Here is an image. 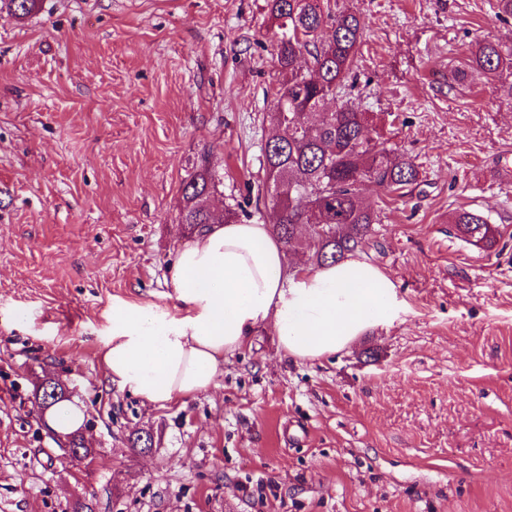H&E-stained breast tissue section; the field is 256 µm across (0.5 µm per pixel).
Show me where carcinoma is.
I'll list each match as a JSON object with an SVG mask.
<instances>
[{"label": "carcinoma", "mask_w": 512, "mask_h": 512, "mask_svg": "<svg viewBox=\"0 0 512 512\" xmlns=\"http://www.w3.org/2000/svg\"><path fill=\"white\" fill-rule=\"evenodd\" d=\"M41 0H0V12L18 19L35 13ZM277 27L273 56L281 78L266 118L272 136L263 149L265 178L260 185L276 212L273 232L285 252L306 250L308 262H336L369 244L378 216L360 195V185L372 181L386 195H402L417 183L419 169L405 154L388 149L368 135L365 115L347 101L354 87L362 38L360 19L334 12L325 0H268ZM308 56L306 68L296 66ZM497 81L500 95L512 101V47L483 42L470 53L466 71ZM336 110L324 111L327 99ZM219 179L210 156L198 159L194 173L183 182L179 223L194 234L213 222L211 197ZM453 224L466 239L492 243L487 218L468 210L457 212Z\"/></svg>", "instance_id": "cac0c4a2"}]
</instances>
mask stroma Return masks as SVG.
Returning a JSON list of instances; mask_svg holds the SVG:
<instances>
[{"label": "stroma", "mask_w": 512, "mask_h": 512, "mask_svg": "<svg viewBox=\"0 0 512 512\" xmlns=\"http://www.w3.org/2000/svg\"><path fill=\"white\" fill-rule=\"evenodd\" d=\"M496 0H337L364 24L350 102L420 171L362 196L364 257L403 310L344 352L286 357L270 327L215 388L165 406L108 380L118 303L173 308L182 184L209 154L214 207L262 182L278 70L267 0H43L0 14V512H512V102L477 74L512 45ZM482 214L493 245L462 238ZM26 313L17 324L16 313ZM46 377L82 405L93 460L32 410ZM151 432L154 449L131 447ZM467 73L477 72L497 80V90L501 96L512 101V80L503 79V73L512 74V47L494 42H483L470 53L465 61ZM466 70H458V75H466ZM453 224L456 225V230L461 233L465 239L472 240L476 243L489 244H491L494 239V231L487 218L479 213L461 210L455 215Z\"/></svg>", "instance_id": "stroma-1"}]
</instances>
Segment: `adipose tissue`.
<instances>
[{"mask_svg":"<svg viewBox=\"0 0 512 512\" xmlns=\"http://www.w3.org/2000/svg\"><path fill=\"white\" fill-rule=\"evenodd\" d=\"M176 311L112 307L102 352L106 376L143 400L165 405L214 387L225 355L270 327L282 352L315 360L351 348L401 311L394 281L356 254L308 267L289 265L270 225H208L182 242L166 280Z\"/></svg>","mask_w":512,"mask_h":512,"instance_id":"obj_1","label":"adipose tissue"}]
</instances>
